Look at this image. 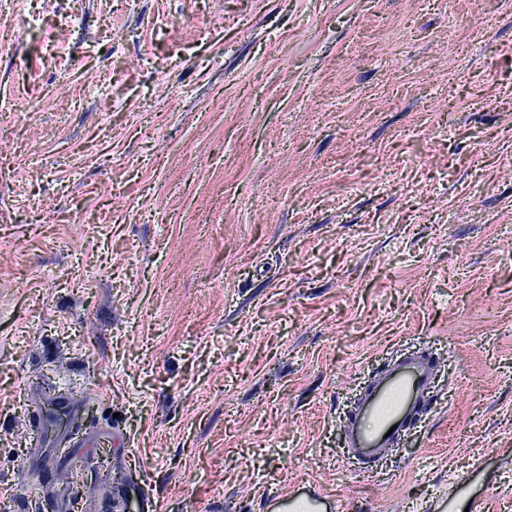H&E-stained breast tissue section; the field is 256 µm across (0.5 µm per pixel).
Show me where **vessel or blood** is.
I'll return each instance as SVG.
<instances>
[{"instance_id": "1", "label": "vessel or blood", "mask_w": 512, "mask_h": 512, "mask_svg": "<svg viewBox=\"0 0 512 512\" xmlns=\"http://www.w3.org/2000/svg\"><path fill=\"white\" fill-rule=\"evenodd\" d=\"M436 361L420 352L391 359L361 388L346 424L349 458L382 460L430 402Z\"/></svg>"}]
</instances>
